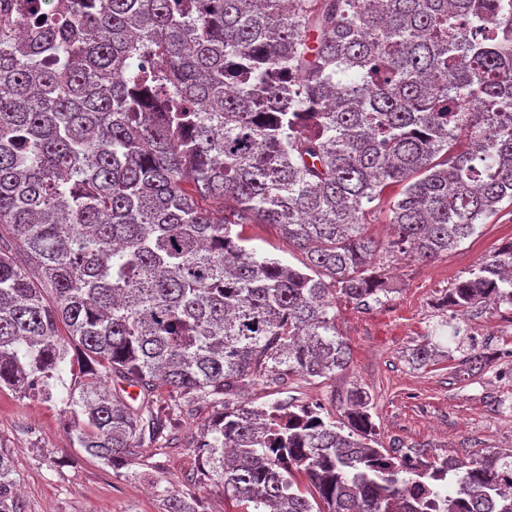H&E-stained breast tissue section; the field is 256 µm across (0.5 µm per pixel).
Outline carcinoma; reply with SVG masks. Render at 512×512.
<instances>
[{
  "label": "carcinoma",
  "mask_w": 512,
  "mask_h": 512,
  "mask_svg": "<svg viewBox=\"0 0 512 512\" xmlns=\"http://www.w3.org/2000/svg\"><path fill=\"white\" fill-rule=\"evenodd\" d=\"M393 184L383 249L367 215ZM505 201L512 0H0V389L59 399L114 469L206 403L192 481L241 512H512V448L409 468L358 385L339 423L238 400L345 370L336 295L382 302L380 251L432 262ZM503 303L512 241L446 297ZM12 473L0 452V512ZM236 230L242 231V235L251 240L248 244L261 254L287 261L292 266H301V255L288 247V241L274 225L243 224V227H236Z\"/></svg>",
  "instance_id": "carcinoma-1"
}]
</instances>
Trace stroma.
I'll return each mask as SVG.
<instances>
[{"instance_id": "1", "label": "stroma", "mask_w": 512, "mask_h": 512, "mask_svg": "<svg viewBox=\"0 0 512 512\" xmlns=\"http://www.w3.org/2000/svg\"><path fill=\"white\" fill-rule=\"evenodd\" d=\"M242 234L261 254L299 265L300 254L274 225L246 224ZM510 241L512 206L432 263L399 261L392 272L394 291L383 303L361 306L337 298L336 328L350 347L349 365L332 379L291 377L289 397L339 419L346 391L360 385L372 397L380 447L425 443L436 461H466L512 448V364L502 359L512 350V307L478 308L462 318L441 305L449 288ZM443 323L489 356L481 372H461L463 352L453 340L449 355L434 364L410 362L411 350ZM212 415V407L203 404L193 416H172L177 447L142 449L130 465L115 471L73 445L63 404L5 389L0 390V451L11 460L21 512H163L164 489L192 495L199 512H236L223 482L189 480L197 467L195 444Z\"/></svg>"}]
</instances>
